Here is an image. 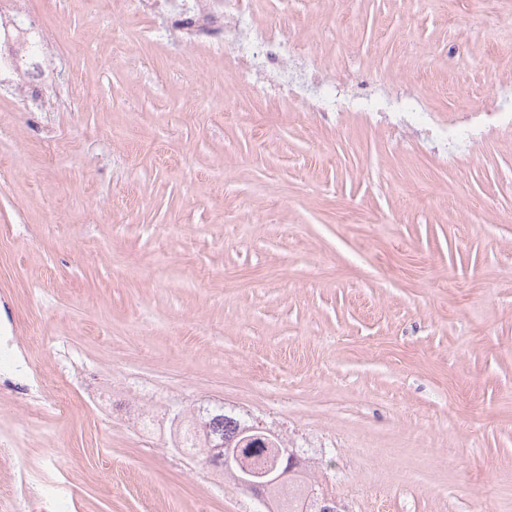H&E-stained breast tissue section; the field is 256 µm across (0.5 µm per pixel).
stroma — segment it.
I'll return each instance as SVG.
<instances>
[{
    "mask_svg": "<svg viewBox=\"0 0 512 512\" xmlns=\"http://www.w3.org/2000/svg\"><path fill=\"white\" fill-rule=\"evenodd\" d=\"M19 0L55 73L0 81V512H255L173 446L223 404L304 450L340 512H512V126L436 129L512 81V0H252L330 79L307 112L182 60L169 20ZM64 413L32 416L41 376ZM2 367L15 372H21L27 367L26 361L18 356L12 336H0V371Z\"/></svg>",
    "mask_w": 512,
    "mask_h": 512,
    "instance_id": "35a3bbf8",
    "label": "stroma"
}]
</instances>
